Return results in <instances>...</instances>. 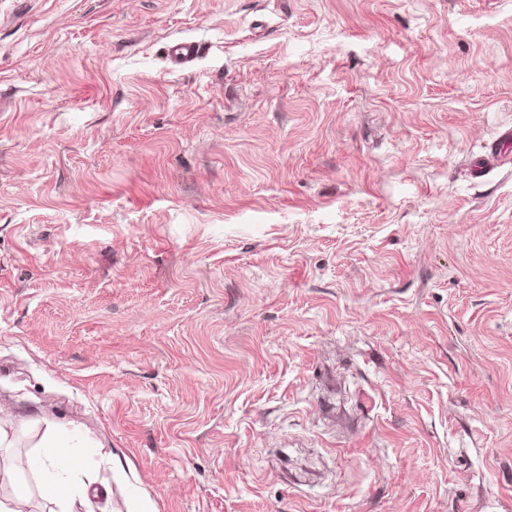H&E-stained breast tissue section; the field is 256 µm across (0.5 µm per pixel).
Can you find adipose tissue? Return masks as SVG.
<instances>
[{
	"mask_svg": "<svg viewBox=\"0 0 512 512\" xmlns=\"http://www.w3.org/2000/svg\"><path fill=\"white\" fill-rule=\"evenodd\" d=\"M39 425L38 453L31 463L38 478L33 488L44 500L60 507L61 512H76L77 507L89 506L90 488L79 480L78 474L99 454L97 439L78 427L61 429L58 423L44 417ZM0 484L10 488L9 494L0 495V512H22L33 488L19 482L12 468L0 469Z\"/></svg>",
	"mask_w": 512,
	"mask_h": 512,
	"instance_id": "adipose-tissue-1",
	"label": "adipose tissue"
}]
</instances>
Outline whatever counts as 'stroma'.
<instances>
[{
  "label": "stroma",
  "instance_id": "stroma-1",
  "mask_svg": "<svg viewBox=\"0 0 512 512\" xmlns=\"http://www.w3.org/2000/svg\"><path fill=\"white\" fill-rule=\"evenodd\" d=\"M509 128L512 0H0V408L99 512H512ZM37 423L42 434L35 446L39 448L38 453L30 466L38 478L39 495L60 507V512H78L77 503L89 507L90 483H82L77 475L102 449L97 439L79 427L63 430L52 419L38 418ZM70 448H80L81 452L74 456Z\"/></svg>",
  "mask_w": 512,
  "mask_h": 512
}]
</instances>
